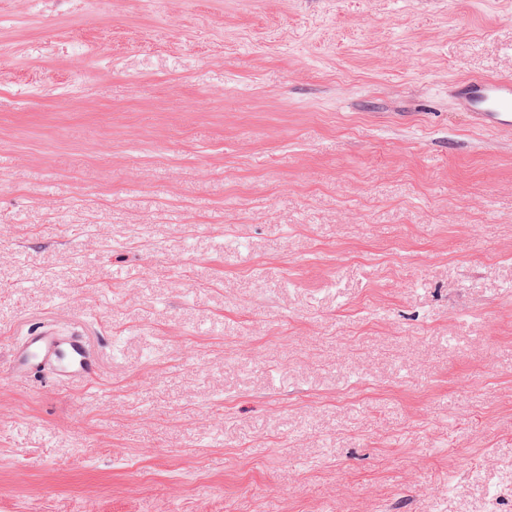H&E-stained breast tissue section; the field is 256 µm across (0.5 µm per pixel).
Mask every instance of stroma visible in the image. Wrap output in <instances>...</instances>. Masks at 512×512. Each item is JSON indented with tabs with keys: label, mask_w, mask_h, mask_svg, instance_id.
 Masks as SVG:
<instances>
[{
	"label": "stroma",
	"mask_w": 512,
	"mask_h": 512,
	"mask_svg": "<svg viewBox=\"0 0 512 512\" xmlns=\"http://www.w3.org/2000/svg\"><path fill=\"white\" fill-rule=\"evenodd\" d=\"M512 0H0V512H512ZM150 470L151 481L141 473ZM456 109L476 126L512 132V79L475 77L452 86ZM2 372L11 381L43 377L53 387L85 386L99 370V357L78 326L44 320L11 343Z\"/></svg>",
	"instance_id": "1"
}]
</instances>
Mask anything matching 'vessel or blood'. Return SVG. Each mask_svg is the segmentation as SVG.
Listing matches in <instances>:
<instances>
[{
	"label": "vessel or blood",
	"instance_id": "1",
	"mask_svg": "<svg viewBox=\"0 0 512 512\" xmlns=\"http://www.w3.org/2000/svg\"><path fill=\"white\" fill-rule=\"evenodd\" d=\"M458 111L476 126L512 132V79L475 77L453 85ZM5 374L13 381L43 377L51 386H84L96 376L99 357L82 328L46 320L11 343Z\"/></svg>",
	"mask_w": 512,
	"mask_h": 512
}]
</instances>
